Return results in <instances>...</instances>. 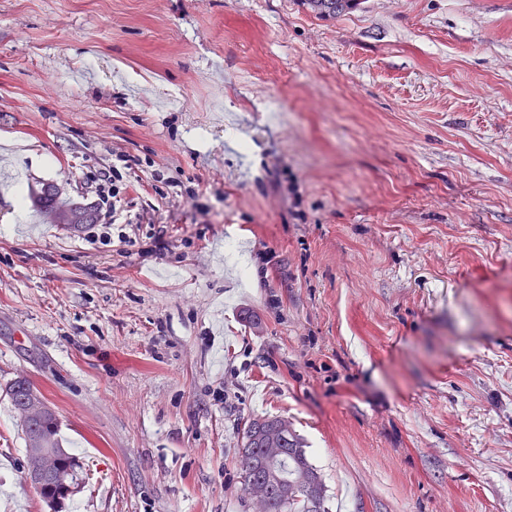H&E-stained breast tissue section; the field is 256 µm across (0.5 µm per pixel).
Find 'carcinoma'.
Segmentation results:
<instances>
[{
	"label": "carcinoma",
	"mask_w": 512,
	"mask_h": 512,
	"mask_svg": "<svg viewBox=\"0 0 512 512\" xmlns=\"http://www.w3.org/2000/svg\"><path fill=\"white\" fill-rule=\"evenodd\" d=\"M303 4L320 17H334L352 9L357 0H303ZM32 387L27 379L9 384L7 395L14 410L26 406ZM34 433L44 435L53 448L64 447L59 421L52 415L30 418L22 429L24 446H29ZM239 471L246 499H251L256 487L265 488V512H329L323 479L292 423L284 416H256L245 422Z\"/></svg>",
	"instance_id": "1"
}]
</instances>
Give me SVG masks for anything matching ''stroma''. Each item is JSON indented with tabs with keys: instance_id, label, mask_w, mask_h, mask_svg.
<instances>
[{
	"instance_id": "35a3bbf8",
	"label": "stroma",
	"mask_w": 512,
	"mask_h": 512,
	"mask_svg": "<svg viewBox=\"0 0 512 512\" xmlns=\"http://www.w3.org/2000/svg\"><path fill=\"white\" fill-rule=\"evenodd\" d=\"M120 153L127 242L30 204ZM20 376L65 512H255L263 415L329 512H512V0H0V512H45ZM310 10L320 17H335L347 10L352 9L357 0H302ZM34 433L44 435L50 442L52 448L43 446L42 441L39 439L29 448L30 436ZM22 435L24 446L26 447L27 461H29V456L32 460L31 465L26 470V480L39 491L49 490L54 487L58 476L56 467L59 458L64 456L66 449H64L63 439L60 435L59 421L52 415L46 418L34 416L30 418L25 428H22ZM67 462L71 469V471L67 473V478L71 483L79 486V461L67 451Z\"/></svg>"
}]
</instances>
